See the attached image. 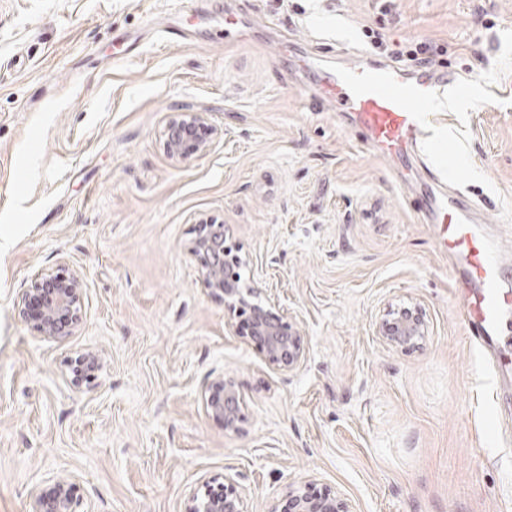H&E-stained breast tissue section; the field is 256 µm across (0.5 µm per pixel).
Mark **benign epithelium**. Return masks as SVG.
I'll return each mask as SVG.
<instances>
[{
	"instance_id": "7a95c632",
	"label": "benign epithelium",
	"mask_w": 512,
	"mask_h": 512,
	"mask_svg": "<svg viewBox=\"0 0 512 512\" xmlns=\"http://www.w3.org/2000/svg\"><path fill=\"white\" fill-rule=\"evenodd\" d=\"M221 135L202 112H174L163 128L164 144L175 159H185L201 153ZM188 253L197 262L198 272L205 285L224 297L230 311L251 314V327L243 338L259 347L267 360L284 372L296 370L305 360L304 338L295 319L287 312L274 309L259 300L260 289L252 281L242 280L237 272L248 259L229 255L224 246V225L214 221L200 224L197 236L188 246ZM85 284L80 275L66 264L44 276L32 279L21 298L19 313L34 297L49 292L36 331L45 339L60 340L72 336L83 321L81 298ZM426 333L421 308L415 304L390 311L379 326L383 341L395 348L415 346ZM78 364L88 367L85 376L76 375L71 384L81 386L94 377L98 359L93 353L78 356ZM204 404L208 414L224 420V428L237 431L245 422L244 399L235 381L224 376L207 383ZM74 483L63 479L56 483L52 495L37 494L32 512H76ZM243 502L235 484L215 478L203 493L193 495L185 512H243ZM269 512H352L350 505L338 496L314 497L301 486L288 489L284 499Z\"/></svg>"
}]
</instances>
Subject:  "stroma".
<instances>
[{
	"label": "stroma",
	"instance_id": "35a3bbf8",
	"mask_svg": "<svg viewBox=\"0 0 512 512\" xmlns=\"http://www.w3.org/2000/svg\"><path fill=\"white\" fill-rule=\"evenodd\" d=\"M189 23L193 40L170 35ZM371 30L445 46L467 83L440 116L450 172L512 255V0H0V512H31L63 475L79 512H185L224 476L245 512L304 484L352 512H512L490 419L512 376L465 338L415 176L359 146L297 67L383 59ZM178 111L223 138L172 160ZM207 218L296 319V371L202 282L187 248ZM63 263L83 323L47 340L17 303ZM410 304L424 339L386 345L380 321ZM85 352L100 368L76 389ZM219 375L245 397L241 431L204 409Z\"/></svg>",
	"mask_w": 512,
	"mask_h": 512
}]
</instances>
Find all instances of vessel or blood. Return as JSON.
Returning a JSON list of instances; mask_svg holds the SVG:
<instances>
[{
	"mask_svg": "<svg viewBox=\"0 0 512 512\" xmlns=\"http://www.w3.org/2000/svg\"><path fill=\"white\" fill-rule=\"evenodd\" d=\"M300 65L315 72V97L327 99L348 120L356 141L403 169L419 157L456 81L432 65L412 71L364 61L327 67L308 57ZM428 178L434 189L422 198L420 212L451 259L466 337L494 375H503L512 370V263L486 233L470 200L459 190H440L438 173Z\"/></svg>",
	"mask_w": 512,
	"mask_h": 512,
	"instance_id": "obj_1",
	"label": "vessel or blood"
}]
</instances>
